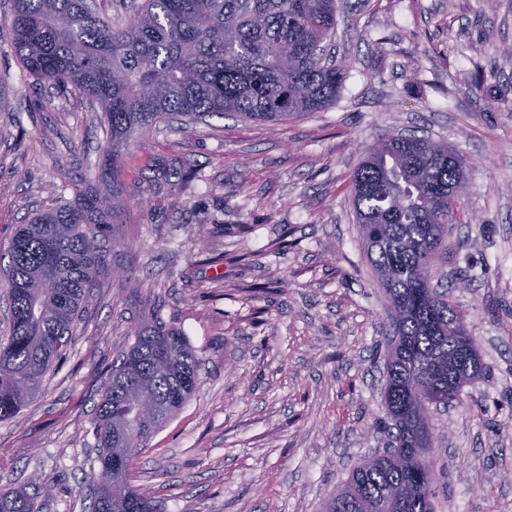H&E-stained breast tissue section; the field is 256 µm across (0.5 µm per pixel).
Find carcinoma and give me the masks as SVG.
Listing matches in <instances>:
<instances>
[{"label": "carcinoma", "mask_w": 512, "mask_h": 512, "mask_svg": "<svg viewBox=\"0 0 512 512\" xmlns=\"http://www.w3.org/2000/svg\"><path fill=\"white\" fill-rule=\"evenodd\" d=\"M7 7L24 70L98 105L112 168L69 185L72 197L35 213L10 241L0 421L20 414L66 355L91 288L110 274L112 224L126 207L121 150L135 135L226 112L275 123L320 112L347 77L344 64L322 58L336 0H141L124 24L88 0ZM465 188L462 155L416 136L378 140L352 175L356 222L392 329L385 365L394 446L386 453L401 459L359 463L324 512H433L443 466L431 410L461 403L464 386L483 374L462 314L432 281L450 249L448 226L464 217ZM198 386V361L181 329L159 318L139 323L96 405L91 512H162L132 485L131 463ZM0 512L40 510L31 494L1 490Z\"/></svg>", "instance_id": "carcinoma-1"}]
</instances>
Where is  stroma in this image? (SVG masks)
Returning a JSON list of instances; mask_svg holds the SVG:
<instances>
[{"label":"stroma","mask_w":512,"mask_h":512,"mask_svg":"<svg viewBox=\"0 0 512 512\" xmlns=\"http://www.w3.org/2000/svg\"><path fill=\"white\" fill-rule=\"evenodd\" d=\"M332 50L349 71L325 110L179 121L125 148L109 258L128 277L101 280L65 357L0 421L1 489L47 485L41 512H88L95 405L156 314L185 333L201 383L137 454L133 485L165 512H323L385 440V298L350 181L378 138L404 132L458 149L473 217L451 229L435 280L484 371L434 416L447 470L434 512H512V0H338ZM106 148L86 98L0 53V252ZM159 156L197 178L155 193Z\"/></svg>","instance_id":"35a3bbf8"}]
</instances>
